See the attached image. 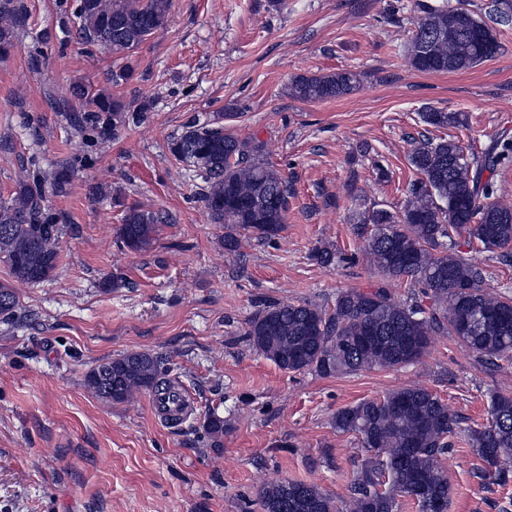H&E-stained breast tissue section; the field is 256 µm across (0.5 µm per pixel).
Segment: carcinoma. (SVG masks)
<instances>
[{
	"label": "carcinoma",
	"mask_w": 512,
	"mask_h": 512,
	"mask_svg": "<svg viewBox=\"0 0 512 512\" xmlns=\"http://www.w3.org/2000/svg\"><path fill=\"white\" fill-rule=\"evenodd\" d=\"M172 0H76L80 44L114 54L132 51L164 31ZM420 16L407 46L410 65L426 73L458 72L500 52L494 29L463 5L417 3ZM25 13L22 0H0V45L16 36ZM488 17L512 25V0H491ZM357 74L342 70L302 75L292 94L325 101L350 94ZM141 104L132 111L107 97L95 100L90 119L112 116V128L144 119ZM424 123L438 128L467 124L463 112L427 108ZM172 154L204 184L202 201L209 220L224 227V249L237 251L241 236L271 241L283 230L288 181L265 162L264 143L241 139L224 127L193 121L171 142ZM409 161L417 173L398 213L383 208L365 212L360 223L373 226L364 252L390 281L408 280L431 300L430 311L396 300L385 287L346 290L328 314L309 303L277 302L258 311L245 332L260 354L288 371L311 370L322 376L401 367L421 359L431 337L450 335L477 358L494 364L512 354V298L484 287L479 265L458 254L440 252V239L466 234L488 251L512 257V205L499 200L498 167L512 162V135L502 132L480 153H465L450 137L415 145ZM66 169L20 179L8 203H0V255L12 277L24 284L52 276L59 253V218L46 194L67 191ZM159 217L124 206L118 237L122 246L149 249ZM14 289L0 283V318L14 316ZM163 359L147 352L126 353L90 371L88 388L99 398L129 403L143 393L174 396ZM489 424L473 429L468 443L485 463L481 477L499 485L512 480V394L496 392ZM336 431L358 436L370 452L349 489L344 507L317 486L278 479L259 489L262 512H397V497L413 498L420 512L436 502L448 512V478L439 460L451 449L458 424L437 395L413 385L379 399H363L336 412Z\"/></svg>",
	"instance_id": "obj_1"
}]
</instances>
